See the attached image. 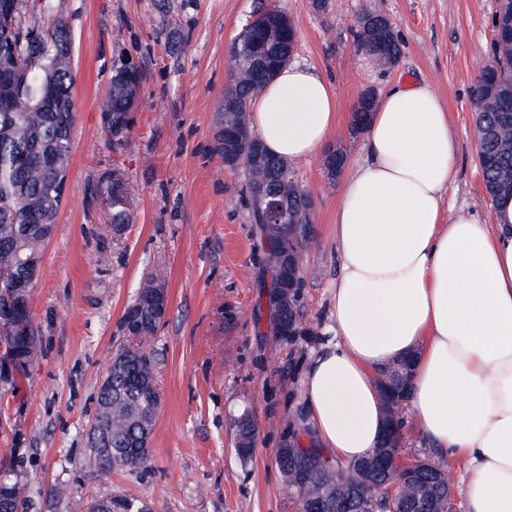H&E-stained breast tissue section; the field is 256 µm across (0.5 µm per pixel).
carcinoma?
I'll return each mask as SVG.
<instances>
[{
    "instance_id": "1",
    "label": "carcinoma",
    "mask_w": 512,
    "mask_h": 512,
    "mask_svg": "<svg viewBox=\"0 0 512 512\" xmlns=\"http://www.w3.org/2000/svg\"><path fill=\"white\" fill-rule=\"evenodd\" d=\"M18 9L0 10V302L27 311L30 294L17 295L11 285L16 279L31 281L38 267L27 264L25 256L43 251L57 222L62 198L48 195L49 187L66 176L72 154L74 124L73 58L68 30L57 25L35 31L23 29L17 22ZM284 12L267 5L257 7L246 20L229 50V63L246 59L262 45L263 27ZM353 49L378 59L399 61L401 42L389 17L380 10L366 9L356 19ZM494 70L481 72L473 91L477 151L487 196L491 200L512 194V48L492 45ZM267 76L257 70L238 85L235 94L253 99ZM140 76L115 71L106 90L101 114L105 129L117 143L130 128V112L137 102ZM30 104L27 112H16L14 99ZM375 96L365 93L354 109L352 131L363 129ZM267 162L272 188L288 200V211L307 210L311 198L291 176V168L270 154ZM129 182L120 170L103 180L97 193L111 211L112 232L119 235L132 218ZM166 279L158 268L141 281L126 315H134L158 331L160 323L146 311V297L157 280ZM304 280L300 275L288 279L292 305L281 309L282 335L308 336L302 326L297 305ZM28 333L21 334L0 326V344L27 367L41 354L33 343L32 320L26 321ZM110 385L97 397L94 425L105 451L90 449V455L104 472L136 470L147 465L148 441L154 431L161 402L156 368L151 353L134 339L118 348L109 367ZM255 444L253 422L236 429V448L241 458L251 456ZM319 452H299L284 443L277 450V463L287 483H321L328 475L320 465ZM354 496L353 506L367 500L366 512H390L388 500L374 486L346 490ZM27 509L26 484L0 479V512ZM72 512H150L147 503L124 497H110L91 503L75 502Z\"/></svg>"
}]
</instances>
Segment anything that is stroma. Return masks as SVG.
<instances>
[{"label": "stroma", "mask_w": 512, "mask_h": 512, "mask_svg": "<svg viewBox=\"0 0 512 512\" xmlns=\"http://www.w3.org/2000/svg\"><path fill=\"white\" fill-rule=\"evenodd\" d=\"M260 0H20L22 28L62 20L74 50L73 151L58 220L31 287L42 352L16 385L0 383V449L6 473L27 486L28 512H71L74 501L143 499L152 512H296L276 452L288 437L308 355L323 344L339 258L334 216L342 181L322 155L292 164L313 200L299 301L311 333H275L262 254L241 200L243 176L225 167L215 136L229 49ZM299 36L295 60L336 89L340 124L326 145L346 169L368 158L352 115L366 92L399 79L426 82L448 107L458 174L446 214L490 219L476 156L472 89L489 59L496 0H273ZM385 12L402 41L398 63L377 65L352 47L364 9ZM141 71L132 127L121 146L105 132L101 100L115 70ZM120 168L137 192L121 236L97 195ZM166 271L169 309L154 338L161 408L149 464L102 474L89 461L87 430L123 316L152 269ZM250 413L251 457L234 447Z\"/></svg>", "instance_id": "35a3bbf8"}]
</instances>
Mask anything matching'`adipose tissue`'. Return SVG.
<instances>
[{"instance_id": "ef3b65f1", "label": "adipose tissue", "mask_w": 512, "mask_h": 512, "mask_svg": "<svg viewBox=\"0 0 512 512\" xmlns=\"http://www.w3.org/2000/svg\"><path fill=\"white\" fill-rule=\"evenodd\" d=\"M250 120L271 154L305 159L336 129V92L292 63ZM364 137L369 158L336 207L329 338L308 357L294 431L341 463L367 457L383 429L376 374L413 358L407 410L425 444L461 464L466 512H512V195L491 222L462 210L443 223L457 145L427 83L392 84Z\"/></svg>"}]
</instances>
